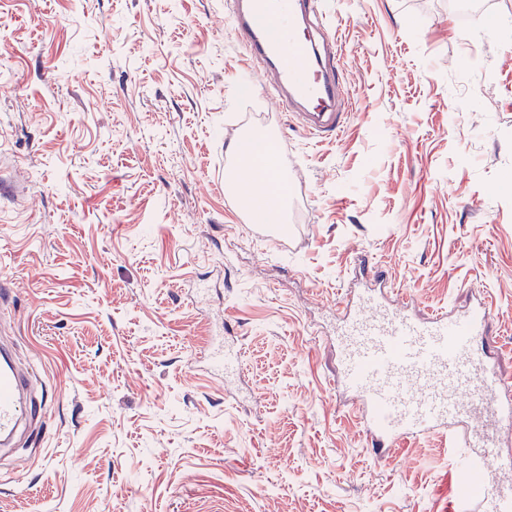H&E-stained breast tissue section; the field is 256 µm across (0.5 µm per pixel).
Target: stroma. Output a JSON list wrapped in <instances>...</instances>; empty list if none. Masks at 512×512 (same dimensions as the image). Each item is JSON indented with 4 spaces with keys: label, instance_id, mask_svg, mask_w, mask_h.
I'll return each mask as SVG.
<instances>
[{
    "label": "stroma",
    "instance_id": "1",
    "mask_svg": "<svg viewBox=\"0 0 512 512\" xmlns=\"http://www.w3.org/2000/svg\"><path fill=\"white\" fill-rule=\"evenodd\" d=\"M325 141L243 97L224 0H0V344L48 391L0 512H450L448 437L371 455L336 393L357 256L423 312L485 298L512 381V0H323ZM269 136L288 220L225 191ZM239 368L195 359L223 326Z\"/></svg>",
    "mask_w": 512,
    "mask_h": 512
}]
</instances>
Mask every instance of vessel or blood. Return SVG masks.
I'll return each instance as SVG.
<instances>
[{
	"label": "vessel or blood",
	"mask_w": 512,
	"mask_h": 512,
	"mask_svg": "<svg viewBox=\"0 0 512 512\" xmlns=\"http://www.w3.org/2000/svg\"><path fill=\"white\" fill-rule=\"evenodd\" d=\"M320 0H233L227 21L249 58L261 65L254 90L270 91L274 105L296 110L308 134L331 139L347 114L346 85L328 33L315 20ZM350 313L336 333L339 393L354 397L378 458L407 437L445 431L459 469L481 472L488 460L512 468L502 453V431L512 428V385L506 384L489 349L492 313L485 302L464 312L415 316L391 307L384 294L345 290ZM30 393L28 375L0 353V445L29 436L43 411ZM486 512H512V487L470 488Z\"/></svg>",
	"instance_id": "obj_1"
}]
</instances>
